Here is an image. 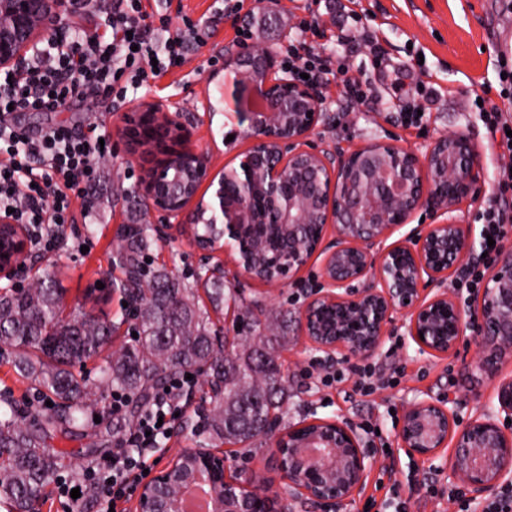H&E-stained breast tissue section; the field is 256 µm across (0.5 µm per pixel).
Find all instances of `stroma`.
<instances>
[{
	"label": "stroma",
	"mask_w": 512,
	"mask_h": 512,
	"mask_svg": "<svg viewBox=\"0 0 512 512\" xmlns=\"http://www.w3.org/2000/svg\"><path fill=\"white\" fill-rule=\"evenodd\" d=\"M184 13L212 33L202 46L190 47L181 68L149 80L140 89L139 99L160 100L171 109L181 110L194 124L195 145L211 157L214 168L237 165L242 154L254 143L231 111L233 84L224 71V57L237 40L239 31L251 30L253 41L272 49L287 46L291 28L310 23L305 38L316 53L330 56L335 80L319 96L323 123L311 139L325 149L355 150L370 142H391L415 151H424L432 139L450 133L468 135L480 147L479 164L486 189H493L501 167L512 164L490 147L486 129L472 104L474 92L488 87L491 100H498L500 84L497 59L504 45L512 44V14L504 13L502 0H276L271 7L251 16L254 0H244L239 13H231L225 0H181ZM358 82L369 92L371 102L339 101L344 81ZM426 108L429 117L422 128L403 127L398 110L407 101ZM104 122L115 132L119 112L102 111L97 98L90 97L70 112H28L21 116L24 128L37 129L50 122L68 121L77 125L87 119ZM139 162L127 159L120 140H113L112 155L100 165L96 195L101 206L96 223L65 227L60 246L46 255L44 266L65 288L67 312L82 310L106 314L120 320L119 294L97 290V282L119 278L112 266V252L118 243V230L129 221L132 211L143 215V205L135 197L134 177ZM192 229L170 238L157 239L150 254L153 266L165 268L192 283L200 266L191 240ZM89 252H82V245ZM321 260L311 258L293 279L267 285L249 279L232 263L224 265V309L211 318L224 334L235 335L234 319L245 306L256 317L273 311L288 323L287 342L275 345L274 352L288 380V398L280 413L282 426H292L317 416L339 418L363 430L367 425L381 429V440L364 434L362 443L370 453L374 469L351 512H377V502L385 498L379 480L383 469H393L398 478L414 474L401 494L408 512H433L425 484L437 478L449 480L439 461L413 458L397 447V427L405 410L414 401L431 399L455 401L461 419L496 407L491 384H474L467 366L476 361L478 348L468 344L452 359L434 357L420 350L407 333L404 318H396L379 353L363 359L337 358L341 370L379 367L386 371L389 384L374 394H364L354 381L330 387L318 381L323 353L313 351L299 324L300 310L311 287L320 282ZM206 386L195 385L180 420L175 421L159 459H148L151 469L181 451L210 444L208 434L184 430V423L201 424L199 405ZM49 445L60 460L57 474L78 476L93 461L112 451L111 435L87 433L78 437L55 436ZM233 455L241 479L256 481L274 475L277 461L272 455L270 437H260L250 447L226 446Z\"/></svg>",
	"instance_id": "stroma-1"
}]
</instances>
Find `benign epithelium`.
Segmentation results:
<instances>
[{"mask_svg":"<svg viewBox=\"0 0 512 512\" xmlns=\"http://www.w3.org/2000/svg\"><path fill=\"white\" fill-rule=\"evenodd\" d=\"M69 11L70 0H0V70H19ZM277 68L275 52L259 42L240 43L225 61L234 75L233 112L255 138L228 170L212 171L182 111L141 101L122 114L117 134L128 154L146 161L138 193L146 213L160 218L156 231L214 224L217 234L194 241L206 278H224L225 254L250 278L279 283L303 269L333 230L323 283L300 312L303 335L328 360L375 355L398 314L413 341L434 356H454L474 328L479 358L471 375L493 384L496 410L464 422L453 407L418 400L402 418L397 445L408 455L441 460L448 479L472 496L511 483L512 376L503 368L512 360V245L502 246L467 305L449 287L471 250V228L457 212L483 188L477 145L457 133L435 138L422 152L389 142L349 153L316 150L307 138L321 117L318 93L286 74L272 77ZM204 183L212 189L208 197L199 194ZM428 209L442 220L382 248L395 227ZM269 224L278 228L281 246L265 270L250 262V252ZM312 224L315 234L304 235ZM29 258L26 231L1 214L0 278L12 280ZM356 281L368 285L355 291ZM273 454L277 477L256 485L237 479L226 453L189 448L139 485L135 512H184L182 493L198 481L214 490L211 512H286L273 492L278 482L301 499L344 509L356 503L372 469L359 434L344 420L313 417L281 430Z\"/></svg>","mask_w":512,"mask_h":512,"instance_id":"obj_1","label":"benign epithelium"}]
</instances>
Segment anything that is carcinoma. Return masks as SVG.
<instances>
[{"label":"carcinoma","instance_id":"1","mask_svg":"<svg viewBox=\"0 0 512 512\" xmlns=\"http://www.w3.org/2000/svg\"><path fill=\"white\" fill-rule=\"evenodd\" d=\"M128 228L116 256L124 278L112 288L124 299H139L132 327L137 337L104 357L94 378L75 369L101 356L117 329L114 322L82 312L61 318L63 292L46 269L31 288L0 291V356H7L20 380L54 403L53 412L36 419L19 412L13 401H0V502L15 512H28L56 468L46 439L58 430L94 428L92 422L78 423L77 413L99 393L130 396L124 418L129 426L161 386L192 366L206 382L223 383L221 395L202 414L205 430L215 440L243 445L261 437L264 422L282 407L286 380L271 343L263 345V358L245 335L255 326L253 314L246 310L236 320L241 329L234 340L244 353H224L194 289L145 261L156 244L150 227Z\"/></svg>","mask_w":512,"mask_h":512}]
</instances>
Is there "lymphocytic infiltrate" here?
Here are the masks:
<instances>
[{"mask_svg":"<svg viewBox=\"0 0 512 512\" xmlns=\"http://www.w3.org/2000/svg\"><path fill=\"white\" fill-rule=\"evenodd\" d=\"M72 5L77 17L102 14V29L61 26L28 55L21 72L0 71V212H12L41 256L56 251L65 225L94 223L97 163L107 155L100 143L109 134L98 121L82 129L61 122L30 132L18 125L17 116L60 112L92 92L110 107L125 104L148 79L182 66L189 43L203 42L206 34L187 16L181 27H172L170 16L149 10L147 0H72ZM479 219L482 235L491 236L494 245L462 271L456 286L469 293L480 288L497 246L512 237V170L499 171ZM194 386L185 375L174 376L168 392L134 428L114 439L111 457L88 466L80 478L58 481L61 496L79 489L81 501L93 502L96 512H110L129 499L147 457L161 452L182 399ZM427 492L434 504L448 502L455 512H512L511 485L482 499L432 483Z\"/></svg>","mask_w":512,"mask_h":512,"instance_id":"lymphocytic-infiltrate-1","label":"lymphocytic infiltrate"}]
</instances>
